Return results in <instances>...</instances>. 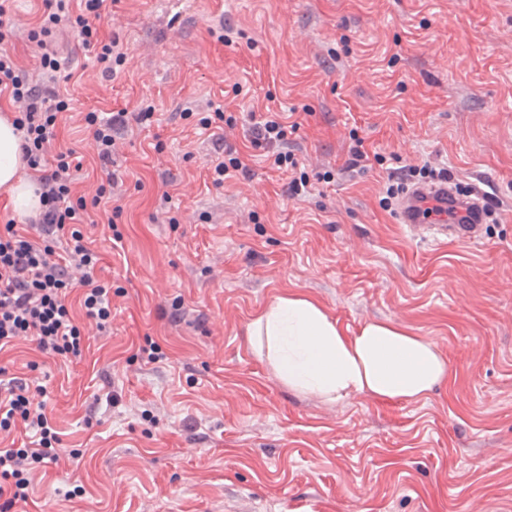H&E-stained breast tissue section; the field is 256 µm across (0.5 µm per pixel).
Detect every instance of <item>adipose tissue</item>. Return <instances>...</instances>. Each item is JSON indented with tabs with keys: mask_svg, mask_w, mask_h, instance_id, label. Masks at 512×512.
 Here are the masks:
<instances>
[{
	"mask_svg": "<svg viewBox=\"0 0 512 512\" xmlns=\"http://www.w3.org/2000/svg\"><path fill=\"white\" fill-rule=\"evenodd\" d=\"M18 137L0 116V189L15 211L35 214L39 199L21 171ZM250 345L288 389L333 402L352 396L418 402L447 383L446 356L425 337L390 321L347 332L312 297L288 293L258 311L247 326Z\"/></svg>",
	"mask_w": 512,
	"mask_h": 512,
	"instance_id": "1",
	"label": "adipose tissue"
}]
</instances>
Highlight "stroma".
<instances>
[{"label":"stroma","instance_id":"35a3bbf8","mask_svg":"<svg viewBox=\"0 0 512 512\" xmlns=\"http://www.w3.org/2000/svg\"><path fill=\"white\" fill-rule=\"evenodd\" d=\"M43 9L14 4L10 51L31 72ZM97 24L126 54L112 77L73 33L52 42L70 75L59 139L84 157L76 194L103 177L86 112L149 105L154 121L118 141L116 229H91L110 326L73 362L26 342L0 354L45 388L85 487L68 497V464L38 470L11 512H512V0H105ZM213 103L237 117L225 135L251 179L213 185L222 150L196 119ZM268 108L300 124L288 149L307 196L247 139ZM355 134L383 165L348 167ZM426 162L483 176L496 221L480 239L413 234L383 206L389 174ZM288 292L351 332L383 319L426 337L448 384L412 403L288 390L246 336ZM148 338L158 360L138 355Z\"/></svg>","mask_w":512,"mask_h":512}]
</instances>
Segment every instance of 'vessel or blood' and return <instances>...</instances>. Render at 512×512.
<instances>
[{"instance_id":"1","label":"vessel or blood","mask_w":512,"mask_h":512,"mask_svg":"<svg viewBox=\"0 0 512 512\" xmlns=\"http://www.w3.org/2000/svg\"><path fill=\"white\" fill-rule=\"evenodd\" d=\"M452 211L460 220L450 224L446 217ZM398 214L400 223L410 225L416 233L437 231L463 240L480 236L485 217L481 196L459 193L451 182L408 188L401 198Z\"/></svg>"}]
</instances>
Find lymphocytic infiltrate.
Segmentation results:
<instances>
[{"instance_id": "lymphocytic-infiltrate-1", "label": "lymphocytic infiltrate", "mask_w": 512, "mask_h": 512, "mask_svg": "<svg viewBox=\"0 0 512 512\" xmlns=\"http://www.w3.org/2000/svg\"><path fill=\"white\" fill-rule=\"evenodd\" d=\"M103 0H44L45 10L27 37L41 51L42 77L48 82L37 89L18 67L7 46L15 37L11 0H0V94H10L19 109L12 118L21 135V150L34 173L40 213L33 225L7 222L0 226V352L26 340L42 358L80 357L84 350V327L77 324L69 297L80 290V306L86 320L97 330H106L112 318V286L96 276L100 254L89 242L84 227L91 223V205L100 204L118 180L108 174L93 199L75 195L73 173L81 165L73 149L52 151L57 139V115L68 100L57 85L61 64L49 40L57 31H75L83 47L94 49V62L104 75L122 63L118 41L104 37L94 20ZM151 109L135 113L89 112L84 120L91 132L92 148L101 165H109L117 137L129 122L144 124ZM252 147L273 150L277 168L294 169L289 183L294 195L304 194L309 177L298 172V162L288 151V125L279 112L266 110L249 115ZM43 386L32 387L10 378L0 396V431L21 426L30 430L28 443L19 448H0V512H9L29 499L33 470L57 464L62 455L61 438L46 414Z\"/></svg>"}]
</instances>
